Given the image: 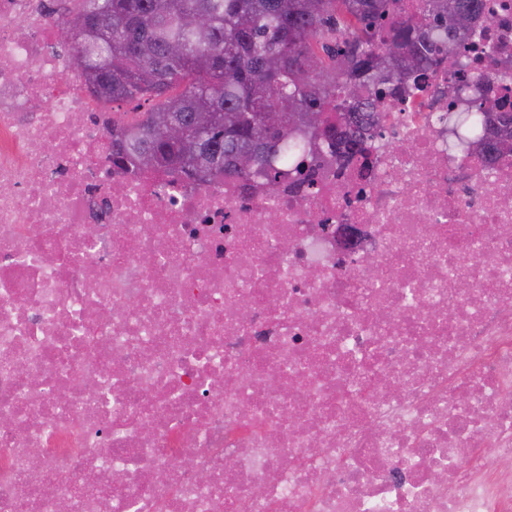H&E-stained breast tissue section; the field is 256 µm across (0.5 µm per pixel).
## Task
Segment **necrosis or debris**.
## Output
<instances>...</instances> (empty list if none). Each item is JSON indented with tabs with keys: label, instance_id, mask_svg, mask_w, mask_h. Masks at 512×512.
Listing matches in <instances>:
<instances>
[{
	"label": "necrosis or debris",
	"instance_id": "1",
	"mask_svg": "<svg viewBox=\"0 0 512 512\" xmlns=\"http://www.w3.org/2000/svg\"><path fill=\"white\" fill-rule=\"evenodd\" d=\"M67 21L0 0V512H512V0L276 194L113 164Z\"/></svg>",
	"mask_w": 512,
	"mask_h": 512
}]
</instances>
